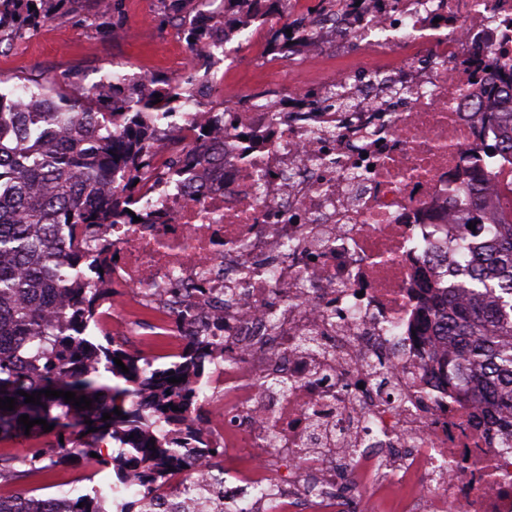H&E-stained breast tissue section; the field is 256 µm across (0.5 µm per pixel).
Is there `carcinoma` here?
Wrapping results in <instances>:
<instances>
[{"instance_id": "obj_1", "label": "carcinoma", "mask_w": 512, "mask_h": 512, "mask_svg": "<svg viewBox=\"0 0 512 512\" xmlns=\"http://www.w3.org/2000/svg\"><path fill=\"white\" fill-rule=\"evenodd\" d=\"M267 2L224 0V12L232 14L224 18V36L232 39L242 25L267 16ZM77 3L0 0V38ZM209 34V19L195 16L193 43ZM213 79L208 72L196 83L152 75L107 78L88 91L74 86L67 93L37 83L12 98L0 93V174L7 173L0 182V398L15 399V409H0V437L25 435L22 415L43 419L82 440L86 457L96 453V471L111 468L115 475L108 487L94 486L85 494V508L73 507L67 496L44 500L25 494L0 496V512H107L108 496L129 480L143 491L120 512H156L153 488L173 471L201 465L197 449L175 444L156 425L175 415L189 422L198 418L193 373L204 369L205 345L194 341L184 362L155 367L126 352L105 330L101 341H91L86 324L112 301V289L84 287L75 259L97 240L101 227L134 223L143 208L139 181L150 165L152 135L163 125L177 129L173 117L197 96L199 83ZM499 93L503 106L494 118L503 149L512 152V80L500 81ZM60 224L68 225L65 237L57 234ZM448 276L469 296L458 309L448 299V341L455 348L448 359L451 380L470 385L473 397L512 411V210L499 209L482 251ZM91 344L104 363L70 372L68 363ZM116 357L129 373L117 367ZM172 376L184 381L170 383ZM47 388L84 395L91 406L80 409L45 396L34 405L18 394ZM169 404L178 410L165 409ZM105 413L111 419L103 420ZM127 426L139 429L138 438H128ZM106 442L118 451L103 453Z\"/></svg>"}]
</instances>
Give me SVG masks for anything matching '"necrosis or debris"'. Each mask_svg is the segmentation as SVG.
Instances as JSON below:
<instances>
[{
  "label": "necrosis or debris",
  "mask_w": 512,
  "mask_h": 512,
  "mask_svg": "<svg viewBox=\"0 0 512 512\" xmlns=\"http://www.w3.org/2000/svg\"><path fill=\"white\" fill-rule=\"evenodd\" d=\"M300 3L245 27L257 61ZM298 49L322 66L310 84L233 102L227 120L189 102L217 129L203 182L173 189L157 145L151 208L106 229L114 259L88 281L135 289L134 325L162 330L171 357L190 336L216 349L207 420L170 429L250 465L176 477L158 508L220 482L208 512L262 488L279 512H512V419L449 386L434 318L459 216L480 240L512 170L490 115L512 0H346L307 19ZM342 86L355 106L317 109L312 93Z\"/></svg>",
  "instance_id": "necrosis-or-debris-1"
}]
</instances>
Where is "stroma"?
I'll return each instance as SVG.
<instances>
[{
  "instance_id": "35a3bbf8",
  "label": "stroma",
  "mask_w": 512,
  "mask_h": 512,
  "mask_svg": "<svg viewBox=\"0 0 512 512\" xmlns=\"http://www.w3.org/2000/svg\"><path fill=\"white\" fill-rule=\"evenodd\" d=\"M193 0H80L60 11L48 22L23 29L0 42V92L20 94L23 86L46 81L59 87L75 82L90 89L112 71L127 77L164 75L183 80L190 73L191 59L201 58L188 41L173 39L172 14L191 16ZM306 67L290 62L270 72H262L248 52H240L217 74L208 90L210 101L222 102L249 95L260 81L306 82ZM58 439L50 433L41 441L23 436L0 438V457L22 459L41 452L42 470L29 471L0 481V495L29 493L58 498L71 488L90 491L114 478L112 471L92 473L84 459L55 463L50 447Z\"/></svg>"
}]
</instances>
